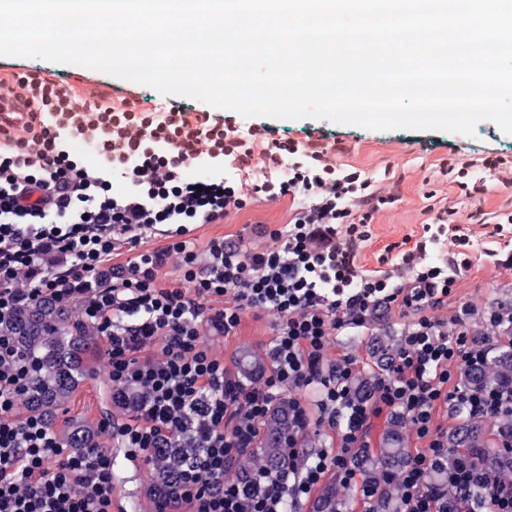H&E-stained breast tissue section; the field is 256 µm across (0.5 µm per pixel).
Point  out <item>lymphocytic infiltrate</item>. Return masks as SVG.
<instances>
[{
    "mask_svg": "<svg viewBox=\"0 0 512 512\" xmlns=\"http://www.w3.org/2000/svg\"><path fill=\"white\" fill-rule=\"evenodd\" d=\"M14 92L38 114L34 127L0 133V317L22 302L52 299L75 306L107 344L113 396L126 411L104 422L112 441L71 452L36 416L16 420L17 395L28 367L0 336V512H112L116 449L130 461L153 462L161 448L191 443L177 483L160 512H286L307 500L326 474L356 482L348 464L371 418L408 417L426 448L403 472L401 512H440L428 484L448 441L434 424L444 404L475 415L512 416V390L475 396L455 383L462 363L486 352L469 337L472 312L454 326L438 320L470 265L475 224L494 236L512 234V211L476 209L461 227L458 210L438 208L412 247L368 271L360 253L372 238L377 211L396 196L363 171L340 163L341 142L327 134L292 139L238 113L154 97L139 89L112 104L84 100L68 79L41 76L32 66ZM82 142L88 158L74 156ZM204 170L185 179L187 166ZM466 198L478 199L505 178L502 158L486 157L481 174L449 158ZM128 186L112 194L114 182ZM289 199L286 224L268 230L271 246L248 250L223 238L197 249L190 225L220 224L260 202ZM165 226V248L143 240ZM134 249L125 264L115 252ZM176 258L180 275L164 286L158 273ZM28 286L15 289L19 273ZM407 317L403 344L390 371L375 381V398L360 402L348 379L353 364L325 366L333 333L362 326L380 305ZM274 318L269 374L243 380L218 357L207 333L232 336L245 311ZM309 389V404L338 430L339 449L306 453L288 436V465L232 481L228 471L253 455L274 401ZM357 483V482H356Z\"/></svg>",
    "mask_w": 512,
    "mask_h": 512,
    "instance_id": "1",
    "label": "lymphocytic infiltrate"
}]
</instances>
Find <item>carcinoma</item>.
<instances>
[{
    "mask_svg": "<svg viewBox=\"0 0 512 512\" xmlns=\"http://www.w3.org/2000/svg\"><path fill=\"white\" fill-rule=\"evenodd\" d=\"M99 335L97 329L82 321L74 307L52 300H39L17 306L0 318V336L10 337L14 347L30 365V376L19 393V403L26 415L53 418L85 373L81 357ZM463 387L470 393H483L495 387L512 386V344L496 350L492 359L462 367ZM350 386L363 400L374 395L375 384L369 378L354 375ZM298 418L288 396L272 405L260 450L239 466L237 477L260 466L288 464V434L298 429ZM70 448L86 451L99 444L96 433L77 427L65 434ZM185 448H166L158 454L150 478V493L159 501L174 487ZM470 457L483 469V482L474 492L490 494L512 483V451L486 446L483 418L468 416L448 435V456L431 471L430 482L448 512H456L460 488L448 482V473L459 460ZM412 463L401 422L393 424L383 438V446L372 456L364 449L354 451L350 464L360 470L365 480L379 490L372 512H400L401 494L395 477ZM343 504L341 490L329 486L319 496L315 512H338Z\"/></svg>",
    "mask_w": 512,
    "mask_h": 512,
    "instance_id": "1",
    "label": "carcinoma"
}]
</instances>
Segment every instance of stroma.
I'll return each instance as SVG.
<instances>
[{"mask_svg": "<svg viewBox=\"0 0 512 512\" xmlns=\"http://www.w3.org/2000/svg\"><path fill=\"white\" fill-rule=\"evenodd\" d=\"M276 127L286 137L304 138L310 129H322L343 139L346 152L344 163L366 172L383 186L395 191L398 200L389 208L375 213L374 238L363 250L360 262L364 269H381V259L387 246L418 238L431 212L443 205L456 204L460 214L474 209L493 213L512 209V184L489 182L480 200L461 195L446 167L449 155L480 163L490 152L512 155V135L502 133L490 121L480 122L474 136L466 137L440 131H375L350 125H337L321 119L280 120ZM289 200L262 202L254 207L229 215L221 224H197L189 234L197 249H205L215 237L238 238L248 234V246L262 248L270 238L254 233L259 224L277 228L288 220ZM503 301H512V256L501 253L499 260L490 261L475 254L471 265L460 279L447 304L436 310L442 321H454L460 307H469L473 316L467 324L470 335L483 331V315ZM405 318L399 309H379L358 328L347 329L332 336L325 354L326 364L351 359L355 373L375 379L383 370L373 353L378 338L401 335ZM272 316L245 312L236 335L213 336L209 343L231 369H238L244 353L260 359V373H267L268 349L272 339ZM86 374L67 402L57 411L51 426L57 435H65L75 425L96 430L99 439L107 434L101 429L103 420H122V411L113 408L107 381L108 354L105 343L90 347L83 356ZM150 470L133 467L117 458L114 466L116 495L122 506H136L137 512H155L156 502L149 495Z\"/></svg>", "mask_w": 512, "mask_h": 512, "instance_id": "obj_1", "label": "stroma"}]
</instances>
